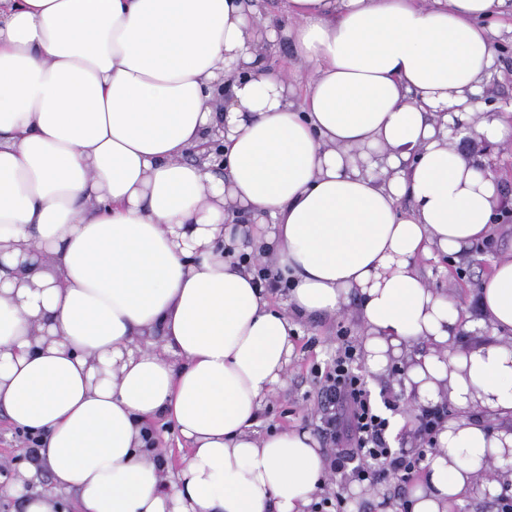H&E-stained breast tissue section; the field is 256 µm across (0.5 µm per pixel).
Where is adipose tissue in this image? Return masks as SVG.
Instances as JSON below:
<instances>
[{
  "instance_id": "1",
  "label": "adipose tissue",
  "mask_w": 512,
  "mask_h": 512,
  "mask_svg": "<svg viewBox=\"0 0 512 512\" xmlns=\"http://www.w3.org/2000/svg\"><path fill=\"white\" fill-rule=\"evenodd\" d=\"M508 13L512 0H0V412L40 436L29 475L53 485L24 512H59L61 492L76 512H308L318 439L255 428L287 381L291 316L349 305L370 375L405 362L413 405L461 410L411 512L512 494V473L477 479L512 432L476 417L512 416V250L474 315L418 268L490 232L499 178L438 125L512 145V112L465 104ZM280 39L304 89L265 64ZM265 256L284 307L256 276ZM477 324L491 341L456 348ZM160 414L188 446L168 478L147 443Z\"/></svg>"
}]
</instances>
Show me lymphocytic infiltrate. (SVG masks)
<instances>
[{"mask_svg":"<svg viewBox=\"0 0 512 512\" xmlns=\"http://www.w3.org/2000/svg\"><path fill=\"white\" fill-rule=\"evenodd\" d=\"M358 359L355 343L344 335L333 363L314 371L332 408L327 424L336 447L331 451L330 466L337 472L350 470L361 482H376L386 471L399 481H409L419 472L444 415L438 410L422 411L415 428L417 448L409 453L393 452L385 440L388 421L373 409L365 382L355 370Z\"/></svg>","mask_w":512,"mask_h":512,"instance_id":"f902f5d3","label":"lymphocytic infiltrate"}]
</instances>
